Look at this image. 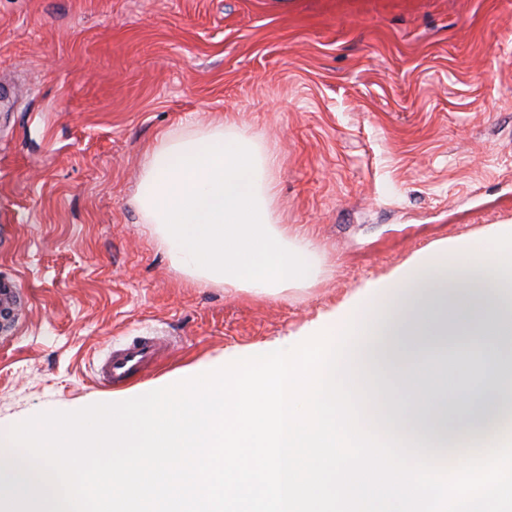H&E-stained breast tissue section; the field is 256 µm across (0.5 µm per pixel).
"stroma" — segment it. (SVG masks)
I'll list each match as a JSON object with an SVG mask.
<instances>
[{
    "instance_id": "obj_1",
    "label": "stroma",
    "mask_w": 512,
    "mask_h": 512,
    "mask_svg": "<svg viewBox=\"0 0 512 512\" xmlns=\"http://www.w3.org/2000/svg\"><path fill=\"white\" fill-rule=\"evenodd\" d=\"M223 118L277 159L304 287L198 285L132 203L163 135ZM490 224H512V0H0L1 420L111 400L93 361L150 332L176 344L134 389L302 339Z\"/></svg>"
}]
</instances>
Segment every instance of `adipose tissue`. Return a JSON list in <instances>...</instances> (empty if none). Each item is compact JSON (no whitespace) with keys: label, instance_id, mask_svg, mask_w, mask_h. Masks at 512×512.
Listing matches in <instances>:
<instances>
[{"label":"adipose tissue","instance_id":"ef3b65f1","mask_svg":"<svg viewBox=\"0 0 512 512\" xmlns=\"http://www.w3.org/2000/svg\"><path fill=\"white\" fill-rule=\"evenodd\" d=\"M276 160L220 121L166 136L147 153L133 199L173 266L195 282L272 296L308 284L316 254L278 224Z\"/></svg>","mask_w":512,"mask_h":512}]
</instances>
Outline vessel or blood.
Segmentation results:
<instances>
[{
	"label": "vessel or blood",
	"instance_id": "vessel-or-blood-1",
	"mask_svg": "<svg viewBox=\"0 0 512 512\" xmlns=\"http://www.w3.org/2000/svg\"><path fill=\"white\" fill-rule=\"evenodd\" d=\"M169 344L166 337L148 335L112 347L98 357L94 377L108 388L125 384L152 364Z\"/></svg>",
	"mask_w": 512,
	"mask_h": 512
}]
</instances>
